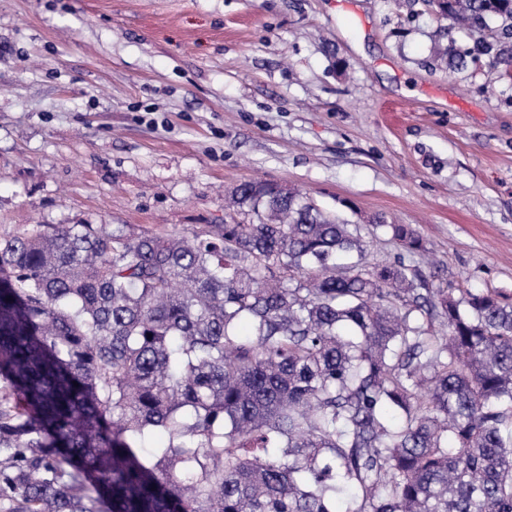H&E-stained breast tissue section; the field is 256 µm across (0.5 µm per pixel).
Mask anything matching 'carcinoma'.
Returning a JSON list of instances; mask_svg holds the SVG:
<instances>
[{
	"label": "carcinoma",
	"instance_id": "1",
	"mask_svg": "<svg viewBox=\"0 0 512 512\" xmlns=\"http://www.w3.org/2000/svg\"><path fill=\"white\" fill-rule=\"evenodd\" d=\"M512 71V0H426ZM244 221L0 238V512H512V302L408 224L247 181Z\"/></svg>",
	"mask_w": 512,
	"mask_h": 512
}]
</instances>
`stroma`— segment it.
Returning <instances> with one entry per match:
<instances>
[{
  "label": "stroma",
  "instance_id": "35a3bbf8",
  "mask_svg": "<svg viewBox=\"0 0 512 512\" xmlns=\"http://www.w3.org/2000/svg\"><path fill=\"white\" fill-rule=\"evenodd\" d=\"M426 0H0V238L224 221L239 184L415 227L512 298V77Z\"/></svg>",
  "mask_w": 512,
  "mask_h": 512
}]
</instances>
